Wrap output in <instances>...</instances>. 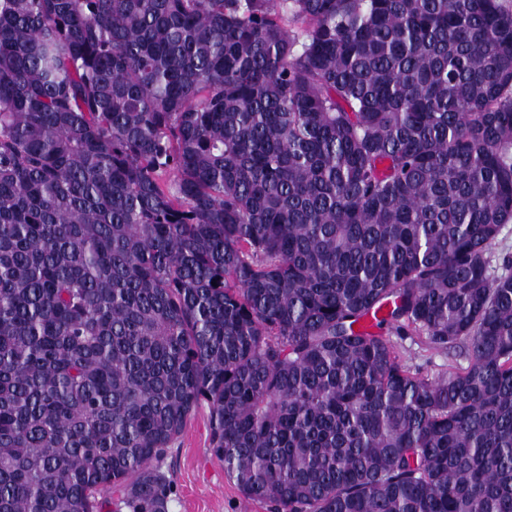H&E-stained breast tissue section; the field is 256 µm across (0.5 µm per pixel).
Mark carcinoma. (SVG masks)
I'll return each mask as SVG.
<instances>
[{
  "label": "carcinoma",
  "mask_w": 512,
  "mask_h": 512,
  "mask_svg": "<svg viewBox=\"0 0 512 512\" xmlns=\"http://www.w3.org/2000/svg\"><path fill=\"white\" fill-rule=\"evenodd\" d=\"M509 223L505 0H0V512H512ZM512 260V223L505 224L492 248L491 266L495 273L504 272L503 260ZM397 345L403 360L424 376L436 377L449 368L467 366V359L458 350L433 349L420 336H389ZM162 470L177 491L170 512H268L264 504L244 499L224 473V463L210 451L205 405L190 415Z\"/></svg>",
  "instance_id": "obj_1"
}]
</instances>
